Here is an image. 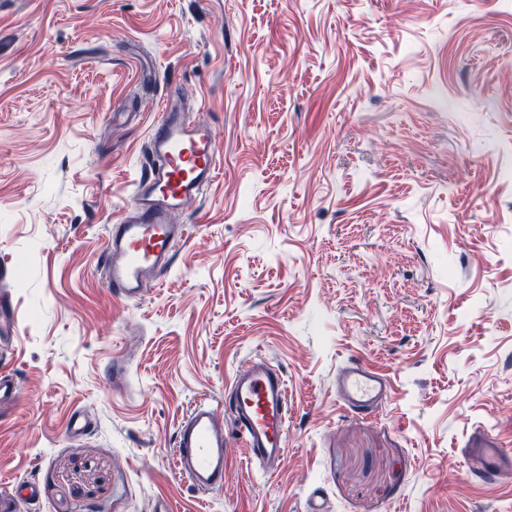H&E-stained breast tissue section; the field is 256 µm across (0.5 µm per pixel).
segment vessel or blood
<instances>
[{
    "mask_svg": "<svg viewBox=\"0 0 512 512\" xmlns=\"http://www.w3.org/2000/svg\"><path fill=\"white\" fill-rule=\"evenodd\" d=\"M148 161L120 219L108 225L103 261L104 282L113 298L141 301L149 287L160 286L171 270L177 246L189 227L173 217L198 200L214 181L220 148L213 124L187 122L170 104L158 107L148 132ZM0 403L17 399L18 378L2 369ZM390 383L357 361L346 362L336 375L342 407L353 413H375L388 396ZM288 387L282 371L255 359L239 367L224 392L223 405L197 400L181 419L175 436L179 474L197 494L207 496L224 486L226 448L237 436L250 464L263 471L277 468L286 455ZM470 452L486 476L504 464L501 448L475 439Z\"/></svg>",
    "mask_w": 512,
    "mask_h": 512,
    "instance_id": "obj_1",
    "label": "vessel or blood"
}]
</instances>
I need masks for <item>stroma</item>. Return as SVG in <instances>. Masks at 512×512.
I'll return each instance as SVG.
<instances>
[{"instance_id":"obj_1","label":"stroma","mask_w":512,"mask_h":512,"mask_svg":"<svg viewBox=\"0 0 512 512\" xmlns=\"http://www.w3.org/2000/svg\"><path fill=\"white\" fill-rule=\"evenodd\" d=\"M166 100L212 120L220 170L129 305L99 263ZM0 262V494L41 491L14 512H512V468L461 455L512 457V0H0ZM260 356L286 457L229 448L200 497L176 427ZM351 358L390 381L375 416L336 399ZM0 343H1V352H0V361H1V369H0V405L5 400H16L20 393V383L18 378L11 372L6 371L4 369V364L7 359V355L3 352V335L4 334H13V330L5 333V330L0 329ZM465 451L481 460L483 472L488 477L496 476L504 464L502 448L490 445L484 438L475 439L471 448H465Z\"/></svg>"}]
</instances>
